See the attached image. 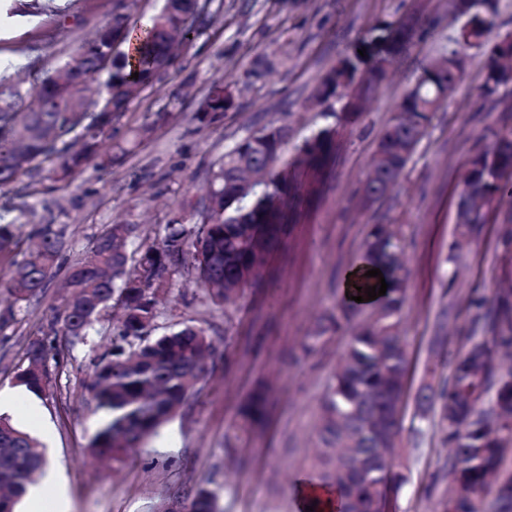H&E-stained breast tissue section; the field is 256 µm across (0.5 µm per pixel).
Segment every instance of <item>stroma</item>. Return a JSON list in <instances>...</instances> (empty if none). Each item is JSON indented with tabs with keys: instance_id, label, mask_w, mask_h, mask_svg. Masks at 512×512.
Listing matches in <instances>:
<instances>
[{
	"instance_id": "35a3bbf8",
	"label": "stroma",
	"mask_w": 512,
	"mask_h": 512,
	"mask_svg": "<svg viewBox=\"0 0 512 512\" xmlns=\"http://www.w3.org/2000/svg\"><path fill=\"white\" fill-rule=\"evenodd\" d=\"M35 17L0 15V74L17 75L33 88L105 26L117 0H44ZM416 14L422 24L377 95L352 124L342 128L343 148L335 175L308 223L297 225L285 248L272 258L256 284L245 289L232 315L212 305L203 289L175 279L163 289L157 333L190 322L208 328L216 352L187 406L123 462L99 461L87 444L100 417L86 385L91 361L117 330V312H105L87 345L61 349L45 337L50 392L44 397L18 386L20 357L38 337L41 323L63 304L70 265L86 257L96 236L113 222L127 220L154 228L165 223L170 206L195 198L214 161L248 128L287 118L291 157L319 130L333 125L343 101L313 99L320 80L369 37L371 26H386ZM201 34L183 45L161 80L147 87L112 123V149L122 160L90 169L68 183L34 170L0 189V219L19 217L36 204L35 224L66 227L69 247L41 297L13 305L0 289V391L18 405L36 402L50 425L45 448L53 480L67 493V512H156L165 501L203 485L216 492L221 512H296L291 479L311 454L319 402L331 382L344 343L332 338L310 357L300 344L332 307L370 224L399 221L410 277L404 326L410 342V387L429 378L444 380L448 366L428 375L435 317L448 306V346L459 349L477 317L471 298L492 299L512 285V246L503 239L512 217V197L501 199L456 261H448L456 237L458 194L469 161L486 144L488 127L512 128V87L498 102L479 95L491 48L512 34V0H497L496 25L482 45L462 51L465 80L435 112L399 185L366 207L361 189L379 138L399 98L440 45L457 38L448 0H210ZM271 70L249 84L247 70L257 57ZM224 84L235 104L208 125L193 117L197 98ZM183 102L166 124L148 136L171 97ZM265 397L257 421L243 414L255 394ZM446 457L434 432L419 444L402 442L395 469L404 475L391 492L387 512H438L443 486L437 476Z\"/></svg>"
}]
</instances>
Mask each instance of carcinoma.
Masks as SVG:
<instances>
[{
    "label": "carcinoma",
    "instance_id": "cac0c4a2",
    "mask_svg": "<svg viewBox=\"0 0 512 512\" xmlns=\"http://www.w3.org/2000/svg\"><path fill=\"white\" fill-rule=\"evenodd\" d=\"M457 11L468 17L474 34L485 37L494 26L496 0H459ZM200 12L192 0H164L149 22L140 44L138 78L124 72V64L101 78L96 58L111 48L107 32L98 30L80 51L54 73L44 77L34 93L42 107L24 112L21 82L0 75V188L22 174L42 168L57 182H69L92 168L112 166L104 147L112 119L166 69L176 47L197 35ZM412 34L397 22L385 36L364 44L366 53L343 59L321 80L316 91L329 98L338 93L339 76H353L383 62L392 63ZM501 47H494L480 96L494 99L512 83V74L499 64ZM441 80L429 75L415 79L398 102L379 144L388 146L400 169L406 166L426 136L431 119L446 97ZM209 111L195 112L206 122L225 110L217 87L207 95ZM336 123L315 134L288 161L280 162L288 142V121L281 119L250 130L224 151L209 169L205 184L213 206L200 208L194 200L170 209L169 219L153 231L141 224L116 223L94 242L91 254L75 262L67 278L63 313L39 327L42 336H59L66 347L86 340L116 300L126 302L119 331L99 354L88 390L101 412L88 448L94 456L114 462L159 430L184 407L204 376L205 359L214 350L207 329L186 325L154 336L156 291L178 276L201 286L210 301L236 308L245 288L266 268L272 253L286 245L289 230L303 224L323 199L341 151ZM489 145L475 152L458 200V246L467 243L484 214L472 213L467 201L489 202L512 194V129L490 127ZM138 242L133 253L126 243ZM403 225L372 224L361 248L365 264L378 268L388 284L386 294L364 309L343 296L320 319L303 342L307 353L344 334L345 346L336 362L332 382L320 402L316 451L303 470L318 483L340 494L342 512H381L385 494L402 476L385 461L395 456L403 435L416 440L424 429L405 427V416L393 417L405 390L409 341L403 328L405 284L409 271L402 247ZM15 223H0V253L19 246ZM66 248L64 230L43 224L26 241L24 257L0 277L12 302L23 305L38 298ZM448 307L436 317L432 345L445 356ZM451 374L435 387L415 395V406L434 411L415 412L427 422L448 450L440 480L445 483L441 512H512V471L505 469L512 453V391L500 386L512 363V287L500 289L490 306L474 322L462 349L448 355ZM31 382L18 385L37 397L46 394L50 374L43 344L26 348L20 371ZM46 464L43 445L30 433L0 415V512L16 507L34 474Z\"/></svg>",
    "mask_w": 512,
    "mask_h": 512
}]
</instances>
